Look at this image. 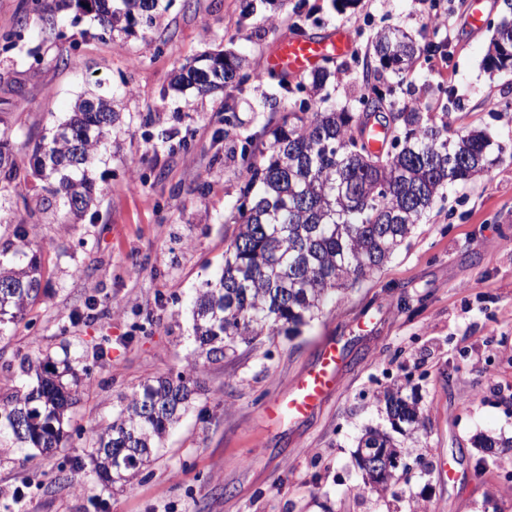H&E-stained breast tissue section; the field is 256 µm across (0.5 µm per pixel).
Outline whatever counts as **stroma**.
<instances>
[{"label": "stroma", "instance_id": "1", "mask_svg": "<svg viewBox=\"0 0 512 512\" xmlns=\"http://www.w3.org/2000/svg\"><path fill=\"white\" fill-rule=\"evenodd\" d=\"M308 36L349 29L350 54L331 63L329 104L352 106L374 31H428L448 43L447 57L417 58L393 99L446 112L454 129H486L512 140V72L483 65L503 0H485L481 27L472 0H359L336 9L309 0ZM244 0H159L153 22L102 32L92 16L44 28L28 0H0V33L26 18L16 49L0 50V131L15 145L62 121L74 101L113 95L119 120L92 176L97 203L82 219L61 204L27 215L43 191L28 174L24 196L0 191V235L28 217L44 267V292L18 328L0 337V395L27 360L61 356L62 345L91 372L71 410L77 444L35 459L0 448V512H512V457L494 455L485 471L475 439L512 438V159L467 185L448 187L424 224L381 271L330 296L294 335L240 344L206 363L200 391L158 458L130 485L101 484L84 445L111 421L140 382L185 368L196 347L191 300L214 279L237 226L232 216L244 171L225 141L275 127L289 102L277 80L209 95L173 90L175 72L207 52L231 51L262 70L275 44L295 36L286 14ZM73 45L75 63L56 62ZM235 98V111L224 109ZM95 299L86 312L87 299ZM331 341L343 344L340 384L311 418L269 420L266 406ZM404 386L426 418L416 438H400L406 475L382 494L364 489L357 455L365 429L388 427L384 391ZM455 456L461 481L438 476ZM78 470V483L57 488ZM25 486L16 500L14 490Z\"/></svg>", "mask_w": 512, "mask_h": 512}]
</instances>
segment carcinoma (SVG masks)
Returning <instances> with one entry per match:
<instances>
[{
	"label": "carcinoma",
	"instance_id": "carcinoma-1",
	"mask_svg": "<svg viewBox=\"0 0 512 512\" xmlns=\"http://www.w3.org/2000/svg\"><path fill=\"white\" fill-rule=\"evenodd\" d=\"M43 21L57 25V14L74 8L97 20L103 31L117 23L152 20L158 0H32ZM504 15L494 26L490 71L512 70V0H503ZM26 28L20 19L0 34L3 50L16 47ZM374 63H366L363 86L355 108H336L320 96L332 72L313 69L307 83L281 89L291 95L303 90L308 98L293 99L281 125L260 144L246 139L240 148L245 181L237 200L238 229L224 250L219 277L196 291L193 329L198 349L191 368L146 380L121 406L112 422L93 438L91 456L98 480L104 484L130 482L161 449L197 394L194 372L199 360L218 361L225 350L251 344L263 334L293 331L321 310L328 296L380 269L426 219L441 191L468 184L507 153L482 130H454L449 113L432 115L404 106L383 124L390 132L379 150L368 146L366 129L372 115L391 105L395 88L384 73L401 75L414 59L448 55V43H417L391 28L377 30L369 47ZM245 60L218 53L198 66L181 67L174 84L194 87L200 94L231 87L239 91L252 80ZM81 98L70 115L31 150L35 176L43 190L59 196L70 213L82 217L96 200L89 167L117 120ZM19 164L7 133L0 134V190H18ZM14 241L0 247V335L15 329L42 290L43 266L33 253L27 224L12 231ZM36 383L13 387L0 398V447L42 452L64 448L72 435L65 430L67 412L79 400L84 383L63 381L51 361L28 363L25 374ZM392 428L413 436L424 428L418 402L401 388L384 392ZM386 450L392 459L401 449L385 431L370 429L361 452ZM392 465L381 478L365 468L364 486L382 492L402 479Z\"/></svg>",
	"mask_w": 512,
	"mask_h": 512
}]
</instances>
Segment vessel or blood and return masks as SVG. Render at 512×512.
<instances>
[{
	"instance_id": "vessel-or-blood-1",
	"label": "vessel or blood",
	"mask_w": 512,
	"mask_h": 512,
	"mask_svg": "<svg viewBox=\"0 0 512 512\" xmlns=\"http://www.w3.org/2000/svg\"><path fill=\"white\" fill-rule=\"evenodd\" d=\"M351 50L349 32L339 27L324 39L293 37L280 41L275 52L266 57L264 68L284 76L294 75L315 69L325 57L345 56ZM341 355L338 343L326 346L315 364L293 381L285 395L266 407L267 416L303 420L315 414L339 384Z\"/></svg>"
}]
</instances>
